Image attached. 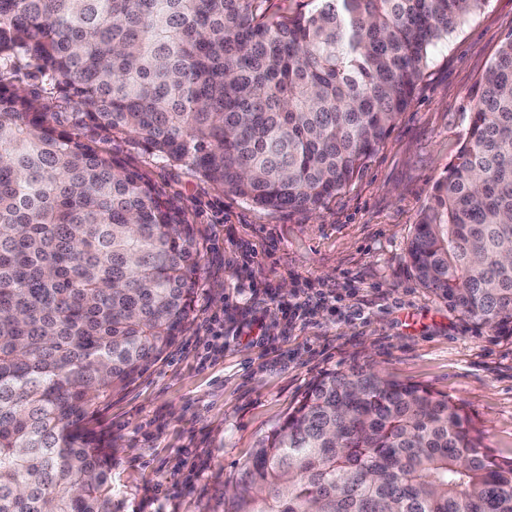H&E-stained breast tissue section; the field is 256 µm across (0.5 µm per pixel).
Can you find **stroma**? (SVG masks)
Instances as JSON below:
<instances>
[{
    "label": "stroma",
    "mask_w": 512,
    "mask_h": 512,
    "mask_svg": "<svg viewBox=\"0 0 512 512\" xmlns=\"http://www.w3.org/2000/svg\"><path fill=\"white\" fill-rule=\"evenodd\" d=\"M512 36V0H485L433 51L413 99L355 181L316 211L259 209L130 141L113 154L189 214L204 240L192 322L153 368L98 407L113 512H222L258 440L320 373L369 364L465 406L512 457V338L413 277L408 238L468 137L478 83ZM318 305L295 317L296 297ZM224 323L223 336L206 331Z\"/></svg>",
    "instance_id": "stroma-1"
}]
</instances>
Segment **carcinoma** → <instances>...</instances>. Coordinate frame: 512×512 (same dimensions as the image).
Returning a JSON list of instances; mask_svg holds the SVG:
<instances>
[{
	"label": "carcinoma",
	"mask_w": 512,
	"mask_h": 512,
	"mask_svg": "<svg viewBox=\"0 0 512 512\" xmlns=\"http://www.w3.org/2000/svg\"><path fill=\"white\" fill-rule=\"evenodd\" d=\"M0 0V512H112L88 429L189 322L204 243L109 145L268 210L363 171L433 49L485 0ZM33 69L25 89L12 74ZM418 282L512 337V37L408 245ZM460 403L367 366L317 376L224 512H512V458Z\"/></svg>",
	"instance_id": "cac0c4a2"
}]
</instances>
